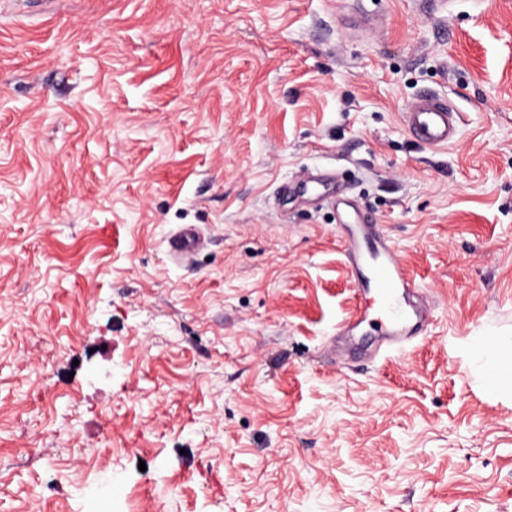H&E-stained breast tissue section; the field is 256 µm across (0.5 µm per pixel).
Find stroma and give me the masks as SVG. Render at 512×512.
<instances>
[{
  "instance_id": "obj_1",
  "label": "stroma",
  "mask_w": 512,
  "mask_h": 512,
  "mask_svg": "<svg viewBox=\"0 0 512 512\" xmlns=\"http://www.w3.org/2000/svg\"><path fill=\"white\" fill-rule=\"evenodd\" d=\"M426 93L448 147L401 124ZM317 172L430 305L404 351L339 333L366 298ZM481 337L512 340V0H0V512H512ZM459 115L445 98L429 94L401 112V123L408 133L422 145L440 149L453 140ZM202 246V239L197 229L192 225L182 227L168 240L169 252L179 259L193 257Z\"/></svg>"
}]
</instances>
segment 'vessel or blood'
<instances>
[{
	"label": "vessel or blood",
	"mask_w": 512,
	"mask_h": 512,
	"mask_svg": "<svg viewBox=\"0 0 512 512\" xmlns=\"http://www.w3.org/2000/svg\"><path fill=\"white\" fill-rule=\"evenodd\" d=\"M458 119V113L447 99L429 94L401 114V123L408 133L432 149L452 142ZM343 222L348 232L345 254L350 267L361 276L359 289L376 295L379 303L376 311H363L356 321L375 323L382 336L392 337L396 347H403L426 321L423 311L409 302L412 283L404 264L378 225L369 223L358 211H346ZM202 246L197 229L191 225L182 227L168 240L171 254L179 259L193 257Z\"/></svg>",
	"instance_id": "1"
}]
</instances>
